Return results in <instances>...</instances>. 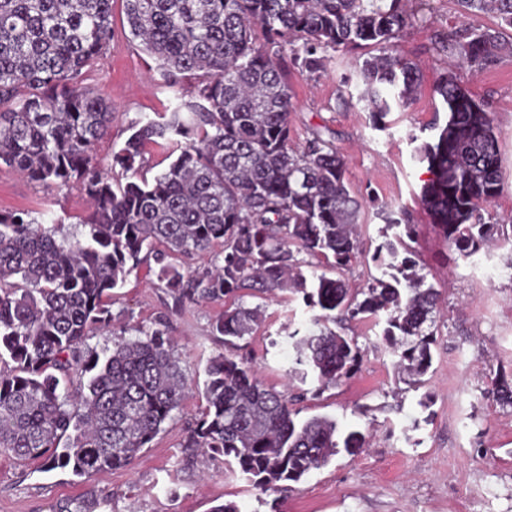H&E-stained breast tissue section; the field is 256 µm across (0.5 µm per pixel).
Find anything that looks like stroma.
<instances>
[{
	"mask_svg": "<svg viewBox=\"0 0 512 512\" xmlns=\"http://www.w3.org/2000/svg\"><path fill=\"white\" fill-rule=\"evenodd\" d=\"M416 21L397 43L398 54L417 65L421 86L416 100L394 109L386 126L374 128L361 103L341 104L340 77L350 72L353 54L335 52L327 71L315 78L290 72L295 109L290 116L294 144L316 129H329L346 160V181L362 202L359 216L364 256L343 271L323 259L299 254L305 275L341 277L353 289L381 277L372 256L383 242L380 208L399 211L415 235L402 241L440 293L433 362L424 391L396 382L395 358L382 344L381 324L372 318L345 323L344 333L361 349L360 360L339 386L292 377L294 331H306L314 316L301 294H244L248 306H263L265 319L240 340L235 353L263 381L283 392L300 418L325 416L341 431L355 430L362 447L342 451L331 462L292 484L280 498L249 489L239 473L225 469L220 456L185 447L184 441L205 406L198 392L204 367L222 352L213 321L222 300L178 303L157 278L152 253L140 262L123 287L112 292L117 324L151 327L162 320L176 343L175 355L192 384L182 406L128 466L90 476L71 469H45L0 454V512H213L234 503L238 512H512V407L491 391L494 376L512 378V252L493 246L476 262L462 261L420 201L429 177L414 157L415 140H432L439 97L434 84L448 63L438 38L449 26L497 25L495 17L461 15L454 0H411ZM457 82L494 114L499 137L502 189L484 218L512 225V47L481 69H456ZM86 83L111 101L112 128L93 153L108 164L123 147L132 125L171 111L172 90L155 58L128 32L124 0L112 2V41L88 71ZM51 210L64 232L75 233L88 212L79 182L48 189L0 165V211ZM429 405H421L423 393Z\"/></svg>",
	"mask_w": 512,
	"mask_h": 512,
	"instance_id": "1",
	"label": "stroma"
}]
</instances>
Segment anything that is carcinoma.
Instances as JSON below:
<instances>
[{
    "label": "carcinoma",
    "mask_w": 512,
    "mask_h": 512,
    "mask_svg": "<svg viewBox=\"0 0 512 512\" xmlns=\"http://www.w3.org/2000/svg\"><path fill=\"white\" fill-rule=\"evenodd\" d=\"M129 33L174 88L190 98L149 119L100 165L94 145L112 125V103L83 72L112 40V0H0V164L46 188L76 180L90 203L84 231L56 228L27 211L0 213V453L77 476L129 465L159 435L188 389L162 324L96 350L114 332L112 290L143 250L156 252L158 279L184 298L221 299L244 289L288 288L321 314L294 331L293 372L319 389L349 377L357 342L335 330L360 316L384 318L381 341L398 378L414 388L432 366L438 291L394 240L373 261L383 277L353 293L339 278L311 279L295 252L333 258L342 270L362 255L361 202L345 179L334 140L314 131L292 144L293 91L280 61L312 76L328 52L371 48L341 82L354 84L374 126L420 86L417 67L396 53L409 24L404 0H124ZM472 16L512 29V0H456ZM448 46L481 69L502 47L497 30L469 26ZM435 93L447 114L434 141L416 147L431 178L421 201L464 260L498 233L482 207L501 191L493 114L440 73ZM175 159L153 181L138 178L147 144ZM131 174L112 183V168ZM222 251H215L216 247ZM210 256L215 270L186 276L165 262ZM264 319L261 306L224 309L212 333L224 352L204 373L205 408L186 448L224 457L263 494L300 482L359 433L340 436L326 417L297 419L288 400L236 358L237 341Z\"/></svg>",
    "instance_id": "cac0c4a2"
}]
</instances>
